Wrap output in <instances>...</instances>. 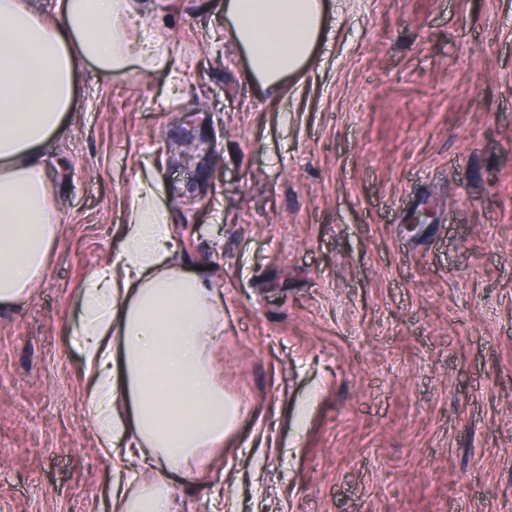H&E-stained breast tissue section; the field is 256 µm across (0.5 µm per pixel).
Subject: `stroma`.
<instances>
[{
  "label": "stroma",
  "instance_id": "stroma-1",
  "mask_svg": "<svg viewBox=\"0 0 512 512\" xmlns=\"http://www.w3.org/2000/svg\"><path fill=\"white\" fill-rule=\"evenodd\" d=\"M329 10L275 96L224 0L144 15L169 69L80 71L44 148L56 246L0 307V512H108L66 330L147 170L176 261L224 288L241 405L178 512H512V0Z\"/></svg>",
  "mask_w": 512,
  "mask_h": 512
}]
</instances>
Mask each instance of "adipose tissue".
I'll use <instances>...</instances> for the list:
<instances>
[{"label":"adipose tissue","mask_w":512,"mask_h":512,"mask_svg":"<svg viewBox=\"0 0 512 512\" xmlns=\"http://www.w3.org/2000/svg\"><path fill=\"white\" fill-rule=\"evenodd\" d=\"M138 0H0V307L29 294L57 239L44 145L64 130L76 79L166 69L170 49L148 27L129 30ZM326 0H225V34L245 53L247 79L280 92L312 60ZM174 218L152 177H138L121 245L86 280L68 328L82 359L85 411L113 472L137 463V493L111 483L112 512H176L173 476L199 475L223 447L240 405L215 382L224 290L173 262Z\"/></svg>","instance_id":"obj_1"}]
</instances>
